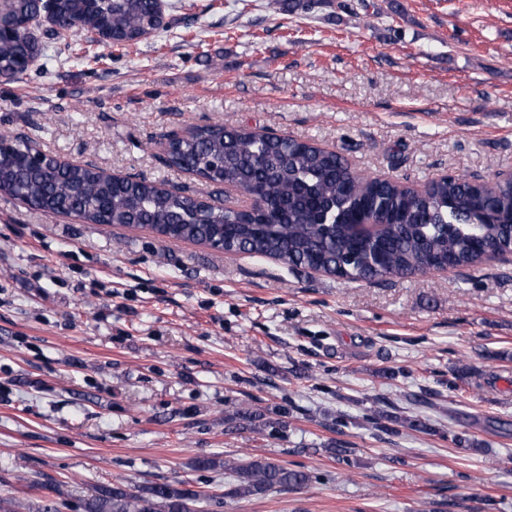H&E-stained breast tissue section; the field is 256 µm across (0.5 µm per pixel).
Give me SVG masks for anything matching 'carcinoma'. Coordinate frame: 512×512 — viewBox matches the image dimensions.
Listing matches in <instances>:
<instances>
[{"mask_svg": "<svg viewBox=\"0 0 512 512\" xmlns=\"http://www.w3.org/2000/svg\"><path fill=\"white\" fill-rule=\"evenodd\" d=\"M160 0H10L0 29V78L20 82L41 56L45 24L59 38L83 32L109 46L140 42L166 26ZM0 192L88 224H136L172 238L224 240L227 252L268 257L289 267L324 270L350 282H377L435 271L445 262L470 268L488 252H512V179H441L424 192L355 174L336 152L293 137L268 139L221 124L196 127L165 144L168 165L207 184L248 194V209L215 211L183 190L144 178H113L52 158L27 137L3 136ZM374 221L372 232L358 226ZM234 481L227 498L298 488L309 474L257 458L224 464ZM211 495L182 484L136 492L101 486L83 512H200Z\"/></svg>", "mask_w": 512, "mask_h": 512, "instance_id": "1", "label": "carcinoma"}]
</instances>
